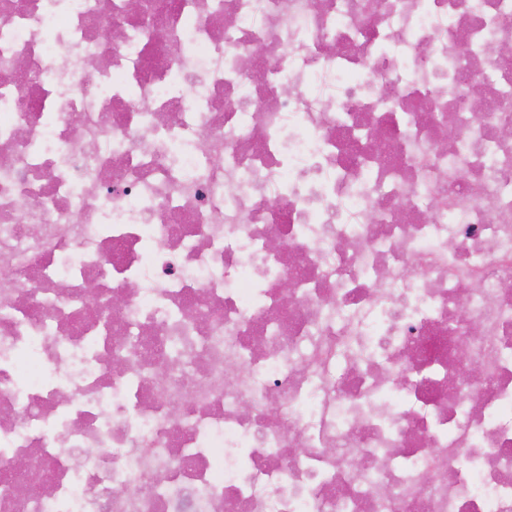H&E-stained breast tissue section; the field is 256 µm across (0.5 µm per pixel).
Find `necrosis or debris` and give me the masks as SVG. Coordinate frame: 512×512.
Wrapping results in <instances>:
<instances>
[{
    "instance_id": "necrosis-or-debris-1",
    "label": "necrosis or debris",
    "mask_w": 512,
    "mask_h": 512,
    "mask_svg": "<svg viewBox=\"0 0 512 512\" xmlns=\"http://www.w3.org/2000/svg\"><path fill=\"white\" fill-rule=\"evenodd\" d=\"M210 2L0 0V512H512V0Z\"/></svg>"
}]
</instances>
